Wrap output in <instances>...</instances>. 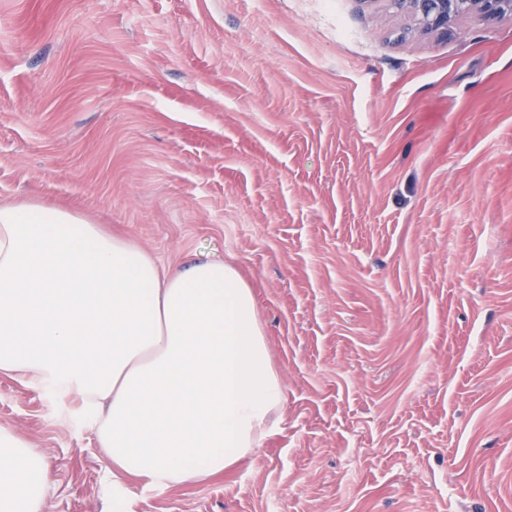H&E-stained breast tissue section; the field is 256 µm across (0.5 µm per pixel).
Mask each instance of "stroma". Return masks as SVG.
I'll list each match as a JSON object with an SVG mask.
<instances>
[{"label":"stroma","instance_id":"stroma-1","mask_svg":"<svg viewBox=\"0 0 512 512\" xmlns=\"http://www.w3.org/2000/svg\"><path fill=\"white\" fill-rule=\"evenodd\" d=\"M164 268L232 260L283 382L224 475L113 480L78 402L0 377L43 512H512V14L390 0H0V206ZM418 16L421 27L430 31H441L448 35L454 20L463 15L458 12L462 3L473 5L469 12H477L487 20H495L512 13V0H404Z\"/></svg>","mask_w":512,"mask_h":512}]
</instances>
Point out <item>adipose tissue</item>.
<instances>
[{"instance_id": "1", "label": "adipose tissue", "mask_w": 512, "mask_h": 512, "mask_svg": "<svg viewBox=\"0 0 512 512\" xmlns=\"http://www.w3.org/2000/svg\"><path fill=\"white\" fill-rule=\"evenodd\" d=\"M0 376L77 395L116 479L172 487L271 433L283 386L254 292L217 259L164 270L58 205L0 207ZM48 469L0 428V512H41Z\"/></svg>"}]
</instances>
